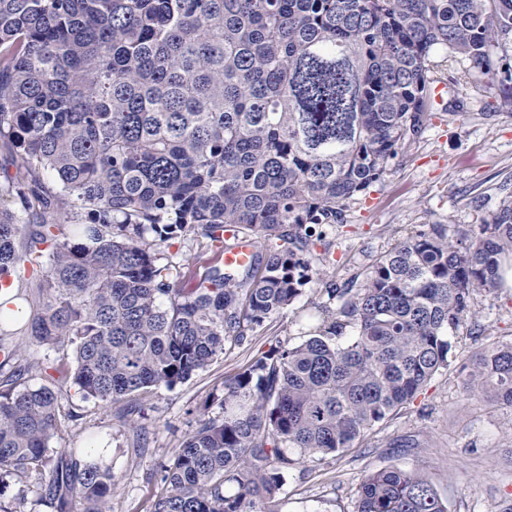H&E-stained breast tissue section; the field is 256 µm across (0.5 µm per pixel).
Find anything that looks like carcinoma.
Returning <instances> with one entry per match:
<instances>
[{"instance_id":"1","label":"carcinoma","mask_w":512,"mask_h":512,"mask_svg":"<svg viewBox=\"0 0 512 512\" xmlns=\"http://www.w3.org/2000/svg\"><path fill=\"white\" fill-rule=\"evenodd\" d=\"M510 46L512 0H0V278L46 267L21 330L74 350L31 387L0 342V488L35 474L51 512H111L108 466L49 452L64 387L113 405L173 389L288 309L320 274L316 227L345 223L422 135L435 83L481 78L512 114ZM503 190L460 246L425 224L324 289L334 307L305 340L224 382L223 416L161 464L148 512H279L303 459L412 402L448 367L473 290L500 285ZM239 239L254 253L227 272ZM176 242L193 250L180 271L161 253ZM465 387L512 405V344L479 353ZM355 512L448 503L391 467L365 476Z\"/></svg>"}]
</instances>
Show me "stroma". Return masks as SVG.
Masks as SVG:
<instances>
[{"label": "stroma", "instance_id": "1", "mask_svg": "<svg viewBox=\"0 0 512 512\" xmlns=\"http://www.w3.org/2000/svg\"><path fill=\"white\" fill-rule=\"evenodd\" d=\"M495 96V89L465 83L449 89V99L463 102L467 122L437 114L404 156L349 204L346 223L326 235L331 247L322 268L329 280L341 284L358 276L422 225L447 223L453 236L477 230L479 215L496 209L501 184L512 179V115L493 110ZM326 301L319 285L306 286L294 305L205 371L175 389L152 388L133 397L134 426L120 421L115 406L69 388L51 449H89L112 470V512H145L161 485V461L181 447L201 417L221 416L225 379L272 345L304 340L311 315ZM471 308V319L450 335L447 370L357 447L290 472L280 512H354L365 475L392 466L430 476L448 512H504L512 504V405L463 389L477 351L512 343V292L475 291ZM10 344L31 362L32 386L47 383L52 367L74 357L69 344L48 348L27 336ZM137 427L147 434L146 447L135 445Z\"/></svg>", "mask_w": 512, "mask_h": 512}]
</instances>
